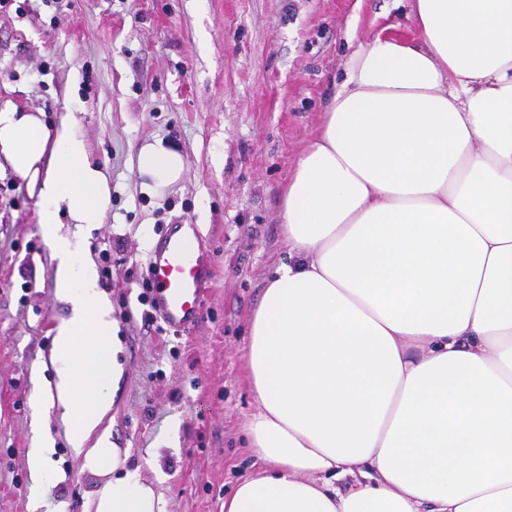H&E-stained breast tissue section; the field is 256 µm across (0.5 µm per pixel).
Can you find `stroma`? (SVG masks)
Returning a JSON list of instances; mask_svg holds the SVG:
<instances>
[{"label":"stroma","mask_w":512,"mask_h":512,"mask_svg":"<svg viewBox=\"0 0 512 512\" xmlns=\"http://www.w3.org/2000/svg\"><path fill=\"white\" fill-rule=\"evenodd\" d=\"M402 0H0V107L72 111L89 158L112 176V210L81 228L98 285L120 325L123 374L102 426L168 512H224L257 465L244 446L255 403L244 354L272 267L288 254L282 193L335 95L352 43L397 26ZM160 140L186 160L156 193L137 169ZM39 200L0 173V512H89L99 478L82 469L65 427L44 415L33 371L70 315L54 295ZM196 225L214 280L193 329L157 333L123 302L167 225ZM123 243L111 262L105 239ZM55 440L52 477L33 493L27 452Z\"/></svg>","instance_id":"1"}]
</instances>
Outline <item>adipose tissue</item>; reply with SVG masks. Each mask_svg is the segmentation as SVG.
Instances as JSON below:
<instances>
[{"label":"adipose tissue","instance_id":"obj_1","mask_svg":"<svg viewBox=\"0 0 512 512\" xmlns=\"http://www.w3.org/2000/svg\"><path fill=\"white\" fill-rule=\"evenodd\" d=\"M410 36L358 41L283 198L288 257L248 327L262 464L224 512H512V0H406ZM0 158L40 201L55 296L48 396L94 512H167L100 425L119 324L67 224L103 223L106 167L72 113L0 108ZM153 191L185 158L156 140Z\"/></svg>","mask_w":512,"mask_h":512}]
</instances>
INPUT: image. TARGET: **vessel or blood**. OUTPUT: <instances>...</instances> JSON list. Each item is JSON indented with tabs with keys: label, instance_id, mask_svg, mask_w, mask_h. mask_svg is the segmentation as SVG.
Here are the masks:
<instances>
[{
	"label": "vessel or blood",
	"instance_id": "1",
	"mask_svg": "<svg viewBox=\"0 0 512 512\" xmlns=\"http://www.w3.org/2000/svg\"><path fill=\"white\" fill-rule=\"evenodd\" d=\"M190 238L184 225H171L151 250L147 264L155 311L176 331L200 322L212 279L203 243H191Z\"/></svg>",
	"mask_w": 512,
	"mask_h": 512
}]
</instances>
